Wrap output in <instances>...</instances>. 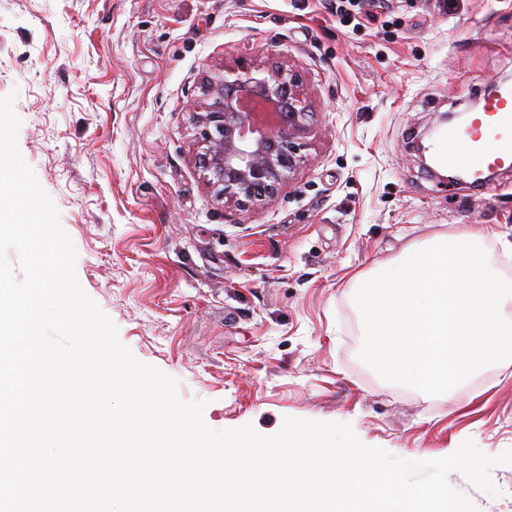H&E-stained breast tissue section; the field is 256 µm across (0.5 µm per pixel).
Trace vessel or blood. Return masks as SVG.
I'll use <instances>...</instances> for the list:
<instances>
[{"label": "vessel or blood", "instance_id": "vessel-or-blood-1", "mask_svg": "<svg viewBox=\"0 0 512 512\" xmlns=\"http://www.w3.org/2000/svg\"><path fill=\"white\" fill-rule=\"evenodd\" d=\"M434 150L440 161L482 183L486 170L512 167V85L499 86L466 126L441 132Z\"/></svg>", "mask_w": 512, "mask_h": 512}]
</instances>
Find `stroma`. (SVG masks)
<instances>
[{"label": "stroma", "instance_id": "1", "mask_svg": "<svg viewBox=\"0 0 512 512\" xmlns=\"http://www.w3.org/2000/svg\"><path fill=\"white\" fill-rule=\"evenodd\" d=\"M0 0V97L52 198L89 297L141 362L202 399L204 421L276 434L285 418L350 424L405 459L512 449V368L441 396L359 358L356 274L476 228L512 280V169L438 180L416 143L442 113L512 81V0ZM242 64L293 67L311 105L307 159L269 204L217 197L196 162L192 104ZM478 512H512V465Z\"/></svg>", "mask_w": 512, "mask_h": 512}]
</instances>
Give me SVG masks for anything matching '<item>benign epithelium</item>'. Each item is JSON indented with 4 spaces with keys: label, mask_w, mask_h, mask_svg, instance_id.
Segmentation results:
<instances>
[{
    "label": "benign epithelium",
    "mask_w": 512,
    "mask_h": 512,
    "mask_svg": "<svg viewBox=\"0 0 512 512\" xmlns=\"http://www.w3.org/2000/svg\"><path fill=\"white\" fill-rule=\"evenodd\" d=\"M301 75L278 67L226 68L193 105L199 167L227 203L271 202L305 163L310 105Z\"/></svg>",
    "instance_id": "benign-epithelium-1"
}]
</instances>
